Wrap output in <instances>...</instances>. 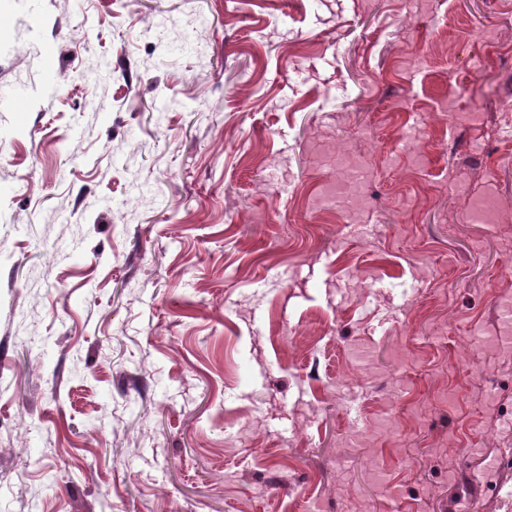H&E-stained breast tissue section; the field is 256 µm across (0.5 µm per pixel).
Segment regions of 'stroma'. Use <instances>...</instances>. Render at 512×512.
<instances>
[{"mask_svg":"<svg viewBox=\"0 0 512 512\" xmlns=\"http://www.w3.org/2000/svg\"><path fill=\"white\" fill-rule=\"evenodd\" d=\"M510 128L512 0H0V512H512ZM348 184L346 180H334L326 184L324 192L325 196L331 194L336 189L341 191V202L348 204L350 203L351 212L359 217L367 210V202L360 192L355 188V184H348L349 194L345 191V184Z\"/></svg>","mask_w":512,"mask_h":512,"instance_id":"obj_1","label":"stroma"}]
</instances>
